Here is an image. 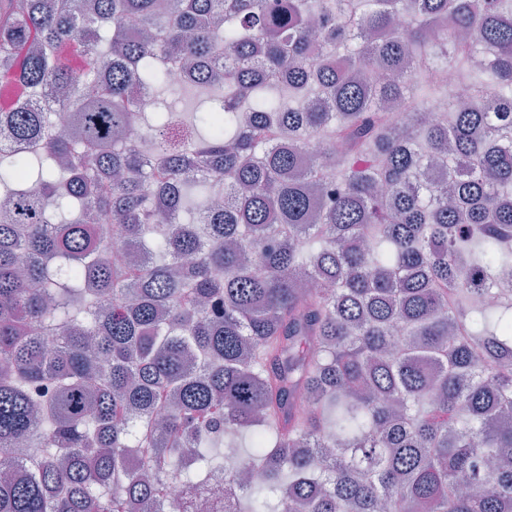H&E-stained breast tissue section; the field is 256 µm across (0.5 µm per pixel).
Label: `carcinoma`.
Wrapping results in <instances>:
<instances>
[{"label":"carcinoma","instance_id":"carcinoma-1","mask_svg":"<svg viewBox=\"0 0 512 512\" xmlns=\"http://www.w3.org/2000/svg\"><path fill=\"white\" fill-rule=\"evenodd\" d=\"M0 78V512H512V0H0Z\"/></svg>","mask_w":512,"mask_h":512}]
</instances>
